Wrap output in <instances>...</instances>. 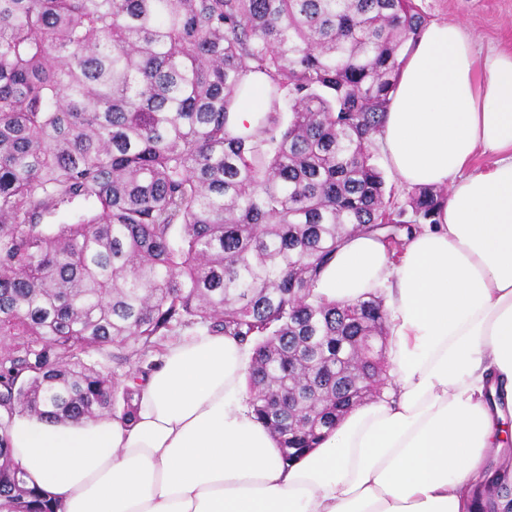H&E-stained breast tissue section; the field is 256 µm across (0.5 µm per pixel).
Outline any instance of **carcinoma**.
I'll return each instance as SVG.
<instances>
[{
    "label": "carcinoma",
    "instance_id": "obj_1",
    "mask_svg": "<svg viewBox=\"0 0 512 512\" xmlns=\"http://www.w3.org/2000/svg\"><path fill=\"white\" fill-rule=\"evenodd\" d=\"M427 23L417 0H0V512L60 509L15 420L131 422L182 330L252 345L285 466L382 397L384 299L314 288L346 237L398 252L447 202L394 201L370 152ZM249 74L267 111L235 135Z\"/></svg>",
    "mask_w": 512,
    "mask_h": 512
}]
</instances>
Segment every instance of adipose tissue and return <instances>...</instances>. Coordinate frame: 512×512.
Masks as SVG:
<instances>
[{
	"mask_svg": "<svg viewBox=\"0 0 512 512\" xmlns=\"http://www.w3.org/2000/svg\"><path fill=\"white\" fill-rule=\"evenodd\" d=\"M264 82L247 77L233 133L259 126ZM377 141L402 184L450 185L448 201L399 261L374 236L347 237L316 291H384L394 390L286 468L245 401L247 348L180 338L132 424L15 422L11 455L60 512H471L489 451L512 444V50L426 25Z\"/></svg>",
	"mask_w": 512,
	"mask_h": 512,
	"instance_id": "obj_1",
	"label": "adipose tissue"
}]
</instances>
